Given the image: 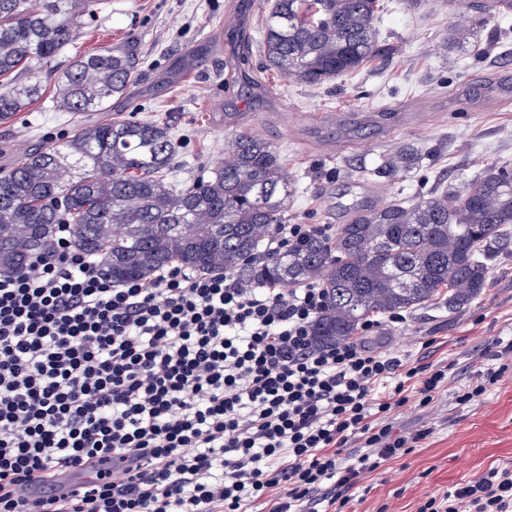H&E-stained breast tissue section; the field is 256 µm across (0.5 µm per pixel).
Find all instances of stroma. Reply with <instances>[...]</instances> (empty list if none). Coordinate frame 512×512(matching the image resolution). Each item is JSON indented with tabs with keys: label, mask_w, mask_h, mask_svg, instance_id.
I'll list each match as a JSON object with an SVG mask.
<instances>
[{
	"label": "stroma",
	"mask_w": 512,
	"mask_h": 512,
	"mask_svg": "<svg viewBox=\"0 0 512 512\" xmlns=\"http://www.w3.org/2000/svg\"><path fill=\"white\" fill-rule=\"evenodd\" d=\"M270 2L98 0L76 43L41 65L42 97L0 126V169L73 134V116L52 101L56 80L74 56L107 47L137 63L130 96L113 100V111L168 122L181 143L171 184L214 169L235 136L249 133L270 142L288 172L291 224H343L353 204L409 203L460 188L492 164L512 169V98L498 93L512 81V13L461 28L448 0H381L377 55L311 86L282 81L264 57ZM320 112L337 113V124L320 123ZM408 145L421 153L419 166L374 175L383 156ZM405 317L395 326L378 315L367 345L411 362H450L453 373L428 411L394 413L395 433H432L362 479L350 512H417L490 466L512 468V373L481 400L457 401L496 342L512 340V255L491 261L486 287L463 309L433 301Z\"/></svg>",
	"instance_id": "35a3bbf8"
}]
</instances>
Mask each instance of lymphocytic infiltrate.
Here are the masks:
<instances>
[{
  "label": "lymphocytic infiltrate",
  "mask_w": 512,
  "mask_h": 512,
  "mask_svg": "<svg viewBox=\"0 0 512 512\" xmlns=\"http://www.w3.org/2000/svg\"><path fill=\"white\" fill-rule=\"evenodd\" d=\"M325 304L318 284L233 270L117 285L59 225L50 252L0 270V512H348L362 477L428 438L391 418L430 408L449 368L315 345ZM495 359L459 403L512 370V340ZM65 470L87 477L80 494H57ZM28 484L42 497L19 496ZM418 512H512V469Z\"/></svg>",
  "instance_id": "obj_1"
}]
</instances>
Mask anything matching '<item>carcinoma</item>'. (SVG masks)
Masks as SVG:
<instances>
[{"mask_svg": "<svg viewBox=\"0 0 512 512\" xmlns=\"http://www.w3.org/2000/svg\"><path fill=\"white\" fill-rule=\"evenodd\" d=\"M94 0H0V125L42 94L17 81L75 44ZM379 0H273L263 52L285 80L323 85L353 73L377 50ZM135 84L121 49L76 57L55 87V107L107 112ZM177 152L168 123L118 114L82 123L0 171V268L16 270L67 224L74 248L96 256L114 283L151 279L174 263L199 273L238 270L250 283L315 281L326 305L313 323L320 344L352 339L375 314L410 311L443 293L448 310L486 286L487 261L512 254V170L490 166L458 192H431L408 206L354 208L333 239L312 237L273 254L291 185L280 156L242 134L224 163L175 189ZM406 147L382 159L378 177L419 165Z\"/></svg>", "mask_w": 512, "mask_h": 512, "instance_id": "cac0c4a2", "label": "carcinoma"}]
</instances>
